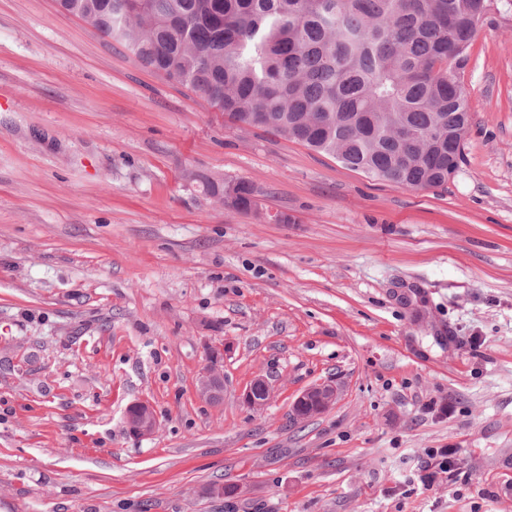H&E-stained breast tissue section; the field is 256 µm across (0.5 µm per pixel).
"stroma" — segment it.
I'll return each mask as SVG.
<instances>
[{"mask_svg": "<svg viewBox=\"0 0 512 512\" xmlns=\"http://www.w3.org/2000/svg\"><path fill=\"white\" fill-rule=\"evenodd\" d=\"M456 78L464 158L414 190L239 127L56 0H0V512H512V0ZM430 448L456 484L403 494ZM235 183L237 186L238 198H239L238 207L248 208L251 206V204L253 202L251 208L247 211V213L258 215L261 218H263L265 220H270L272 222H276L281 219L280 217L275 216V213L263 212L260 210L258 197H254V199H253L254 193L258 194V190L254 184H252L251 182L246 181V180H239V181H236ZM220 354L212 357L211 363L200 373L198 380L199 394L209 403L221 400L224 390V377L219 369ZM272 386L265 377L256 378L244 391L243 402L254 409L263 408L270 400ZM336 400V386L329 382L316 383L301 393L292 403L294 419H307L327 410ZM125 423L128 433L138 439L152 436L158 427L152 408L145 402H136L127 408Z\"/></svg>", "mask_w": 512, "mask_h": 512, "instance_id": "1", "label": "stroma"}]
</instances>
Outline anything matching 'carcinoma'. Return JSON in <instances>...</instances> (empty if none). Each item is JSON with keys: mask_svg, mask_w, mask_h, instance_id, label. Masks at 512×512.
<instances>
[{"mask_svg": "<svg viewBox=\"0 0 512 512\" xmlns=\"http://www.w3.org/2000/svg\"><path fill=\"white\" fill-rule=\"evenodd\" d=\"M232 120L418 190L448 181L467 121L455 70L488 0H58ZM215 199L224 181L199 176ZM239 207L257 192L236 182Z\"/></svg>", "mask_w": 512, "mask_h": 512, "instance_id": "obj_1", "label": "carcinoma"}]
</instances>
